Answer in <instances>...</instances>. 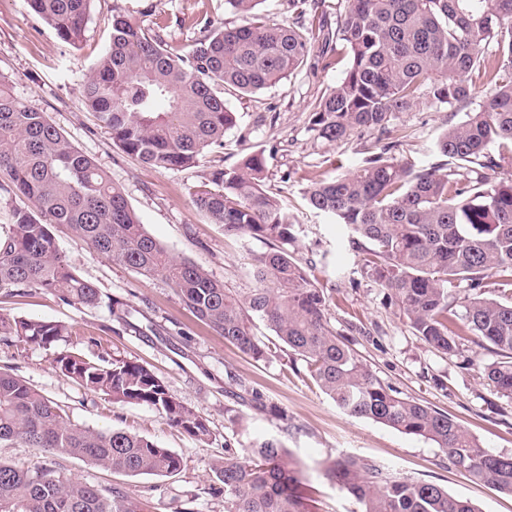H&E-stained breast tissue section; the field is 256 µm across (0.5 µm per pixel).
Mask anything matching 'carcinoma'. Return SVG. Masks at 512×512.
Here are the masks:
<instances>
[{
    "mask_svg": "<svg viewBox=\"0 0 512 512\" xmlns=\"http://www.w3.org/2000/svg\"><path fill=\"white\" fill-rule=\"evenodd\" d=\"M91 0H25L31 13L72 46L84 35ZM263 0H224L244 19L235 27L202 26L188 55L173 54L156 34L118 16L109 47L87 75L81 102L122 152L161 169L196 166L235 123L224 100L228 87L255 94L294 73L317 43L346 44L341 82L312 106L310 130L329 143L360 130L382 142L363 165L321 180L305 193L307 207L336 219L348 243L363 248L362 268L399 307L414 335L445 355L469 333L500 359L483 367L496 392L512 398V296L483 297L495 276L512 287V171L495 151L512 150V0H347L336 27L323 20L266 23ZM490 84L482 101L473 77ZM466 111L437 138L438 154L454 160L414 170L389 157V122L420 96ZM261 153L239 166L215 169L195 207L229 235L263 239L257 287L233 294L186 258H176L144 229L123 190L79 151L46 113L14 97L0 75V190L27 199L0 235V290L37 289L61 301L94 306L99 290L80 277L60 251L65 231L137 274L171 284L201 323L256 361L287 349L304 361L317 385L346 414L431 441L458 470L512 495V454L493 453L447 414L400 396L340 340L326 320L325 288L293 256L299 224L264 189ZM469 291L464 313L448 303V285ZM264 321L277 341L254 331ZM66 333L48 320L0 317V340L43 348ZM54 367L112 402L146 405L197 441L206 420L178 401L149 367L123 358L108 364L62 351ZM61 453L128 476L174 477L182 459L146 437L120 428L99 431L71 423L52 401L23 380L0 372V444ZM224 512H307L276 439L238 454L224 449L212 468ZM328 477L361 512H479L442 486L392 476L367 458L338 459ZM0 512H144L119 488L108 491L70 475L0 461Z\"/></svg>",
    "mask_w": 512,
    "mask_h": 512,
    "instance_id": "obj_1",
    "label": "carcinoma"
}]
</instances>
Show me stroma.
<instances>
[{"mask_svg":"<svg viewBox=\"0 0 512 512\" xmlns=\"http://www.w3.org/2000/svg\"><path fill=\"white\" fill-rule=\"evenodd\" d=\"M117 16L183 53L201 35L199 18L208 17L217 27L243 22L224 0H92L84 39L74 47L30 14L25 0H0V75L9 79L16 97L46 112L79 150L109 171L150 235L239 294L254 288L253 260L268 246L225 235L196 210L192 195L211 189L213 169L233 168L246 154L263 153L265 186L280 195L301 226L294 252L326 290L331 327L401 396L448 413L484 448L512 453V398L497 393L480 371L496 359L491 347L467 335L459 340V354L450 358L415 336L394 302L363 272L340 226L306 206L304 193L314 182L335 176L338 168L361 166L374 148L371 133L334 144L309 129L312 104L344 76L345 48L337 49L327 68L319 50H312L304 67L256 94L226 89L236 124L225 133L223 146L206 153L198 166L164 170L115 147L80 100V87L108 48ZM463 118L420 97L391 121L392 157L418 169L440 163L437 136ZM57 242L77 273L97 286L98 304L69 305L40 290L1 291L0 314L68 326L71 334L57 342V349L92 359L119 355L147 365L167 382L173 397L207 419L211 436L197 441L150 407L119 405L89 392L53 367L49 351L12 339L0 342V371L57 403L75 424L121 428L171 449L183 470L175 477H130L20 446L0 447V460L35 461L103 489L122 488L145 503L146 512H174L177 501L190 494L196 495L199 512H224V497L214 491L211 475L225 447L241 449L275 438L288 450L299 491L311 500L309 512H361L356 500L326 476L328 465L346 456L372 459L401 478L439 484L481 512H512V496L456 470L432 442L345 414L310 379L303 361L286 371L280 359L254 360L184 309L171 285L138 275L67 234H58ZM116 300L127 311L122 324L112 317Z\"/></svg>","mask_w":512,"mask_h":512,"instance_id":"obj_1","label":"stroma"}]
</instances>
